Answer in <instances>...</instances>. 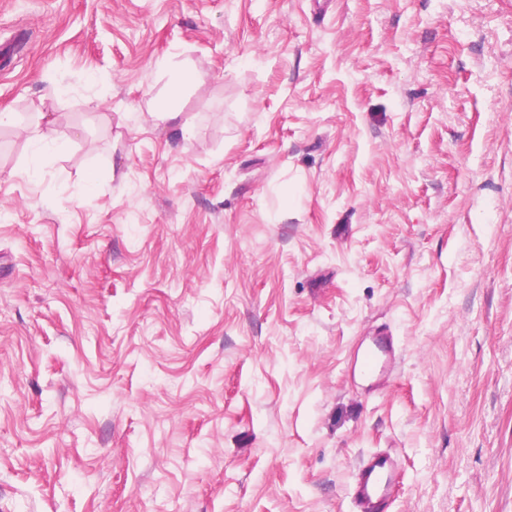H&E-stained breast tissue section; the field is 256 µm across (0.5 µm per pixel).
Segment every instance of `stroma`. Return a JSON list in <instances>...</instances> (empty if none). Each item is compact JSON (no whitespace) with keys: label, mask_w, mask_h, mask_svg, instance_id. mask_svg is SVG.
<instances>
[{"label":"stroma","mask_w":512,"mask_h":512,"mask_svg":"<svg viewBox=\"0 0 512 512\" xmlns=\"http://www.w3.org/2000/svg\"><path fill=\"white\" fill-rule=\"evenodd\" d=\"M0 111V512H512V0H0ZM396 349L392 336L380 332L370 336V342L363 348L357 360V370L362 372L374 390L379 382L395 367ZM400 464L388 453H370L356 468L352 500L358 512H387L391 489Z\"/></svg>","instance_id":"obj_1"}]
</instances>
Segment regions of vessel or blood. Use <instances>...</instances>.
<instances>
[{
	"label": "vessel or blood",
	"mask_w": 512,
	"mask_h": 512,
	"mask_svg": "<svg viewBox=\"0 0 512 512\" xmlns=\"http://www.w3.org/2000/svg\"><path fill=\"white\" fill-rule=\"evenodd\" d=\"M396 360L392 336L381 332L371 336L361 351L357 369L375 386L394 369ZM398 468V459L388 453L376 452L361 458L352 487L357 512H388Z\"/></svg>",
	"instance_id": "b4317fda"
}]
</instances>
